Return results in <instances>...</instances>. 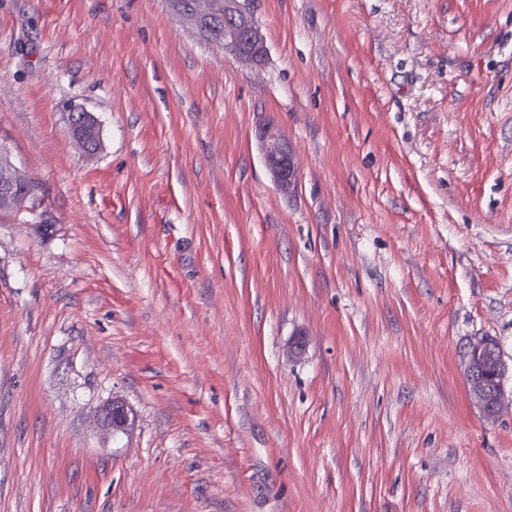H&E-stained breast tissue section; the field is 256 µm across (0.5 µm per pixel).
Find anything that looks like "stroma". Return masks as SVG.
<instances>
[{
	"label": "stroma",
	"instance_id": "35a3bbf8",
	"mask_svg": "<svg viewBox=\"0 0 512 512\" xmlns=\"http://www.w3.org/2000/svg\"><path fill=\"white\" fill-rule=\"evenodd\" d=\"M248 8L0 0V512H512V0ZM217 1H224V26L208 29L200 37L205 41L224 48L237 58L252 66H260L265 61L267 48L260 26L244 7V0H191L198 10L184 8L183 2H176L174 11L186 19L195 29H203L210 20V12ZM94 118L89 112H73L69 116L72 139L84 145L85 152H94L100 146L98 127ZM264 159L277 186L288 191L294 182V163L291 148L277 128L270 125L261 129ZM17 175V168L9 159L6 148L0 144V210L12 209L19 203L14 193ZM472 350L475 353L468 358L465 376L470 382L484 387V390L486 382L490 386L492 397L486 401V404L484 398L481 397L478 405L487 419L495 420L499 417L504 403L503 378L508 367L494 339H485L478 342ZM489 352H491L494 363L493 371L490 373L485 369L483 357H481V354L485 356ZM101 425L113 432L123 431L127 428L129 415L126 408H113L112 404L104 407L100 414Z\"/></svg>",
	"mask_w": 512,
	"mask_h": 512
}]
</instances>
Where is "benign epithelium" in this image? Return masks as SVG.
Here are the masks:
<instances>
[{
	"instance_id": "obj_1",
	"label": "benign epithelium",
	"mask_w": 512,
	"mask_h": 512,
	"mask_svg": "<svg viewBox=\"0 0 512 512\" xmlns=\"http://www.w3.org/2000/svg\"><path fill=\"white\" fill-rule=\"evenodd\" d=\"M224 42L219 47L253 66L262 65L267 48L260 26L244 7V0H224ZM174 11L186 19L195 29L203 28L210 20V13L199 12L176 3ZM72 139L84 145L85 151L93 152L100 146L98 127L89 112H73L69 116ZM264 159L277 186L286 191L294 182V163L291 148L277 128L270 125L261 129ZM18 170L9 159L7 150L0 145V210L11 209L19 203L14 193ZM474 355L468 358L465 376L470 382L490 386L492 397L479 400L484 416L489 420L499 417L503 403V378L507 364L503 360L497 342L485 339L473 346ZM129 415L124 408L111 405L101 410V425L119 432L127 428Z\"/></svg>"
}]
</instances>
